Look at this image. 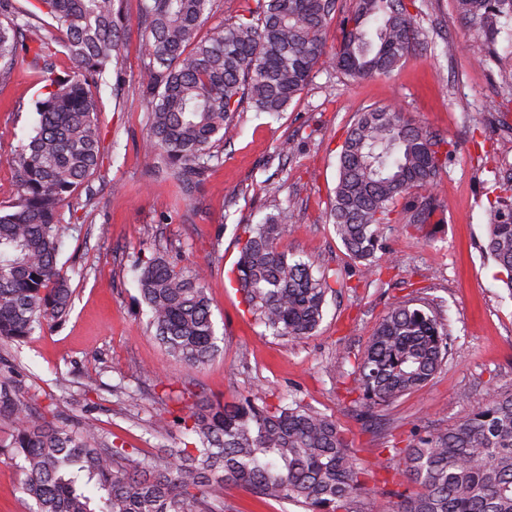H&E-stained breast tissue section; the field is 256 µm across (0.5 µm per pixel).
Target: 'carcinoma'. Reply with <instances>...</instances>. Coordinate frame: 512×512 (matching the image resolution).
Segmentation results:
<instances>
[{"label": "carcinoma", "instance_id": "carcinoma-1", "mask_svg": "<svg viewBox=\"0 0 512 512\" xmlns=\"http://www.w3.org/2000/svg\"><path fill=\"white\" fill-rule=\"evenodd\" d=\"M141 55L148 104L145 151L163 156L187 189L200 185L219 160L214 152L236 112L249 105L273 117L322 67L348 81L386 76L422 35L418 0H255L249 16L209 34L201 30L215 0H140ZM464 25L480 37L473 60L493 61L495 38L512 20V0H453ZM339 21L338 43L324 34ZM115 0H0V79L17 58H30L43 83L37 119L12 158L17 198L0 211V343L23 341L66 320L70 278L59 266L61 209L88 184L100 159L101 87L119 59ZM73 70L62 76L55 59ZM452 143L389 104L357 114L341 145L330 219L348 255L365 275L396 269L382 241L402 208L408 224H426L441 207L434 189ZM485 254L512 296V201L490 205ZM292 219L287 207L248 227L233 275L254 319L274 336L311 335L323 318L329 275L281 243ZM138 285L155 335L191 370L219 351L200 270L180 268L155 253L138 264ZM448 327L420 299L393 306L351 375L369 406L388 405L423 389L448 357ZM29 389L0 381V416L16 430L6 452L24 474L30 512H225L224 485L304 512H366L374 495L367 470L352 455L331 417L292 396L213 406L178 418L191 445L143 456L103 444L93 423L71 424L60 412L31 404ZM412 490L398 507L379 512H512V393L492 390L461 422L419 435L396 450Z\"/></svg>", "mask_w": 512, "mask_h": 512}]
</instances>
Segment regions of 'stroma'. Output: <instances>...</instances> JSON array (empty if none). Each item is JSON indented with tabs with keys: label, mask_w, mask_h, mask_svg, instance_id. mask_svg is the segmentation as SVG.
Here are the masks:
<instances>
[{
	"label": "stroma",
	"mask_w": 512,
	"mask_h": 512,
	"mask_svg": "<svg viewBox=\"0 0 512 512\" xmlns=\"http://www.w3.org/2000/svg\"><path fill=\"white\" fill-rule=\"evenodd\" d=\"M139 3H119L123 50L101 93L100 166L90 189L78 190L63 210L59 263L71 277V311L62 324L12 345L0 379L24 380L39 408L59 395L72 422L94 421L106 444L149 456L187 440L176 423L162 434L151 429L156 408L178 413L202 401L294 395L336 420L378 493L404 491L405 476L382 449L448 429L489 388L512 391V296L481 250L490 204L512 198V134L503 129L512 125V38L499 35L495 61L477 66L465 46L475 32L457 18L453 0H424L420 25L432 46L417 45L388 77L348 82L320 70L280 117L249 108L236 113L218 162L189 194L159 156L143 149ZM447 39L457 45L450 55L442 52ZM40 92L25 59L0 80L1 209L16 199L11 159L34 124ZM390 103L453 141L456 151L437 186L439 223L396 218L383 247L400 268L376 279L348 257L329 219V197L356 114ZM288 138L296 150L285 159L275 148ZM287 205L294 221L283 245L339 283L305 338L271 335L247 312L230 274L248 225ZM156 251L207 274L222 351L200 370L168 355L149 324L136 261ZM414 297L432 302L447 324L448 359L423 390L368 409L347 392L350 358L365 349L390 307ZM126 389L136 391V402L126 401Z\"/></svg>",
	"instance_id": "35a3bbf8"
}]
</instances>
